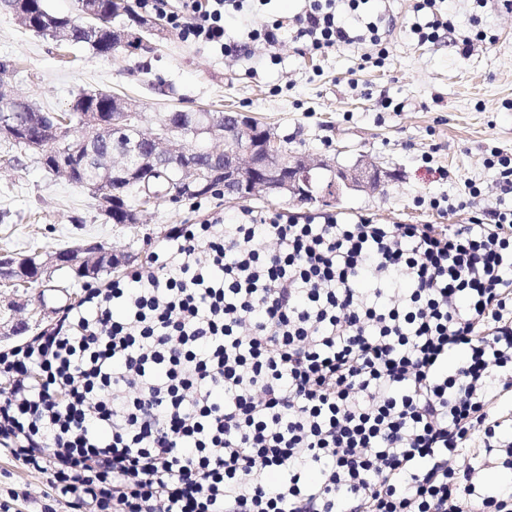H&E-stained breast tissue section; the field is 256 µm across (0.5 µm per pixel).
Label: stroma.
<instances>
[{
	"label": "stroma",
	"mask_w": 512,
	"mask_h": 512,
	"mask_svg": "<svg viewBox=\"0 0 512 512\" xmlns=\"http://www.w3.org/2000/svg\"><path fill=\"white\" fill-rule=\"evenodd\" d=\"M417 0H366L350 18L377 22L388 56L373 63L378 46L366 42L323 53L297 38L305 0H245L224 26L246 40L272 19L284 27L275 45L250 43L245 54L182 41L167 28L154 50L119 48L101 57L85 45L60 47L27 30L0 8V61L12 68L14 92L45 112L68 110L83 90L134 99L144 125L174 109L245 112L288 140L291 149L335 156L342 165L368 157L395 173L384 192L349 193L329 203L293 206L287 200L202 199L179 207L148 208L137 224H114L99 212L91 192L48 173L38 154L0 140V253L45 254L79 243L146 259L151 244L175 224H193L211 213L233 220L241 211L304 217L323 213L343 222L368 217L377 224H465L498 206L501 192L492 151L512 157V10L500 0H440L453 28L446 39L420 43L411 34ZM485 30L461 55L457 40ZM448 171L438 180V168ZM480 190L466 209H436L432 198L456 199L465 182ZM87 286L75 270L60 267L22 286L0 283V351L22 345L53 326ZM0 512H70L52 496L45 475L0 455Z\"/></svg>",
	"instance_id": "stroma-1"
}]
</instances>
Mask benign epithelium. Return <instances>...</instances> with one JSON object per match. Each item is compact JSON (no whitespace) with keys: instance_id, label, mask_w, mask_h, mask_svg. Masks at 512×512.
Masks as SVG:
<instances>
[{"instance_id":"7a95c632","label":"benign epithelium","mask_w":512,"mask_h":512,"mask_svg":"<svg viewBox=\"0 0 512 512\" xmlns=\"http://www.w3.org/2000/svg\"><path fill=\"white\" fill-rule=\"evenodd\" d=\"M135 109V104L119 99L110 118H94L91 129L83 126L69 130L78 148L83 150L85 162L101 164L115 172L119 170L110 165V155L94 151V138L109 141L124 127L127 115ZM58 134L60 130L55 126L47 129L22 124L12 113L0 112V138L12 143L22 142L31 152L44 153L46 144ZM193 141L200 149H189L187 132L168 114L141 139L127 145L126 152L137 160L131 175L138 188L145 189L159 175L169 177L175 173L179 175L173 182L175 190L185 195L201 192L217 182L227 200L287 197L304 204L309 198L327 202L344 192L375 193L383 190L392 179L391 171L373 160L361 159L344 167L330 157L293 152L278 135L265 131L252 118L239 113L226 112L219 121L210 119L194 127ZM199 154L208 158V165L197 163ZM124 259L125 256L96 244H78L41 259L2 253L0 281L34 280L56 264H66L92 277L101 263L110 261L118 266Z\"/></svg>"}]
</instances>
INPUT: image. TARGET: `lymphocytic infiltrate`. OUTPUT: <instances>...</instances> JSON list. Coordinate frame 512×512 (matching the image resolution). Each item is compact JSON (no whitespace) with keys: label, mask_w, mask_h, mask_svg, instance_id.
<instances>
[{"label":"lymphocytic infiltrate","mask_w":512,"mask_h":512,"mask_svg":"<svg viewBox=\"0 0 512 512\" xmlns=\"http://www.w3.org/2000/svg\"><path fill=\"white\" fill-rule=\"evenodd\" d=\"M307 2L297 35L317 51L380 44ZM242 5L181 0L172 24L239 53L224 13ZM0 378V452L72 512H512V486L485 482L512 466L493 412L512 399V209L456 228L176 224L0 352Z\"/></svg>","instance_id":"1"}]
</instances>
